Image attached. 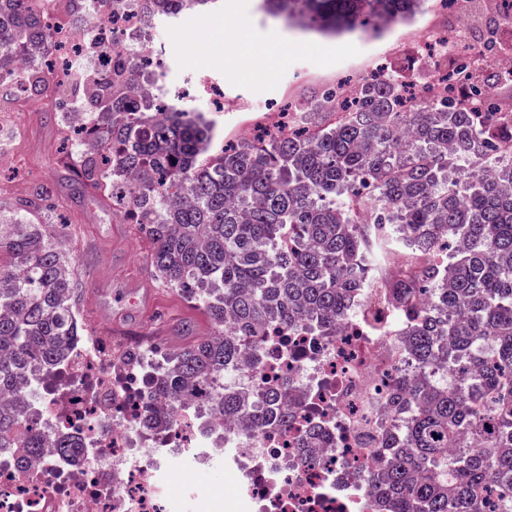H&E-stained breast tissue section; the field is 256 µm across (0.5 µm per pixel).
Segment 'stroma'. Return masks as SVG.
Segmentation results:
<instances>
[{"label": "stroma", "mask_w": 512, "mask_h": 512, "mask_svg": "<svg viewBox=\"0 0 512 512\" xmlns=\"http://www.w3.org/2000/svg\"><path fill=\"white\" fill-rule=\"evenodd\" d=\"M443 14L426 0L413 20L378 37L354 33L323 38L288 27L267 14L261 0H222L213 11L161 21L151 48L164 65L167 94L186 91L182 103L205 113L228 139L277 121L278 109L309 92L356 85L380 65L403 79H430L418 42ZM249 49L231 50L239 38ZM19 128L5 132L8 163L0 168V212L19 222L45 224L75 258L74 302L94 336H151L174 348L214 332L208 315L155 277L150 242L138 225L94 193H72L55 103L17 107ZM37 184L54 190L50 211L18 213Z\"/></svg>", "instance_id": "1"}]
</instances>
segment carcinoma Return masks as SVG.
I'll list each match as a JSON object with an SVG mask.
<instances>
[{
    "mask_svg": "<svg viewBox=\"0 0 512 512\" xmlns=\"http://www.w3.org/2000/svg\"><path fill=\"white\" fill-rule=\"evenodd\" d=\"M55 0H0V105L49 94L45 64ZM218 0H69L77 13L133 6L150 28ZM421 0H263L264 9L326 33L387 29L413 18ZM63 70L62 124L77 110L97 125L78 137L77 185L104 196L151 240V266L205 310L214 335L151 357L147 399L171 413L211 379L206 413L243 420L232 385L242 346L271 327L308 325L336 335L352 298L374 278L411 319L422 367L452 371L457 389L403 382V425L386 438L384 492L395 512H512V117L499 114V75L470 82L451 68L446 89L426 98L388 72L356 94L310 93L297 119L255 141L214 148L216 127L200 112L165 103L162 75L127 78L135 38L86 41ZM100 57V70L81 56ZM100 143L91 151L84 140ZM40 185L21 204L50 207ZM0 448L75 447L47 440L25 407L32 368L65 362L82 335L72 303L74 259L41 224L0 216ZM278 393L250 427L281 425Z\"/></svg>",
    "mask_w": 512,
    "mask_h": 512,
    "instance_id": "1",
    "label": "carcinoma"
}]
</instances>
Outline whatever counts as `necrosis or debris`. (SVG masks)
Wrapping results in <instances>:
<instances>
[{"label":"necrosis or debris","mask_w":512,"mask_h":512,"mask_svg":"<svg viewBox=\"0 0 512 512\" xmlns=\"http://www.w3.org/2000/svg\"><path fill=\"white\" fill-rule=\"evenodd\" d=\"M476 16L431 30L422 46L431 58L474 45ZM135 35L149 45L136 10L92 12L78 27L55 29V40ZM408 317L365 289L350 304L346 325L322 336L298 327L256 337L260 363L242 362L236 387L250 398L281 384L292 418L284 429L227 428L200 433L205 388L193 391L178 416L147 402L141 373L112 355V339L78 341L58 378L43 376L30 403L48 439L67 435L69 456L52 448L21 461L0 450V512H172L192 493L174 462L192 451L196 468L222 459L234 477L242 512H377L383 501L381 449L397 421L396 382L421 378L408 342Z\"/></svg>","instance_id":"necrosis-or-debris-1"}]
</instances>
